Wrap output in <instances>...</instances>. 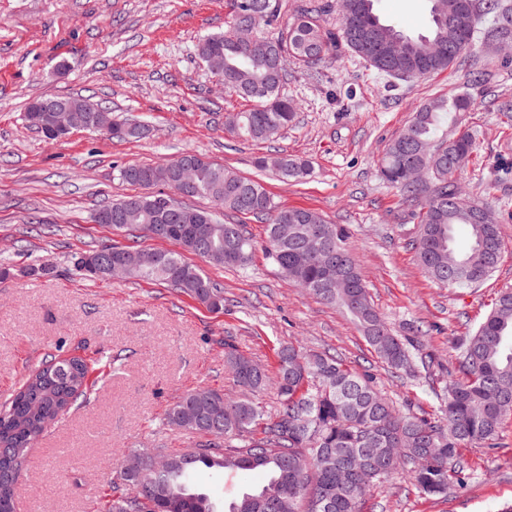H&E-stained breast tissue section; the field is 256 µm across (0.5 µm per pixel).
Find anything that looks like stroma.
Masks as SVG:
<instances>
[{
    "label": "stroma",
    "instance_id": "35a3bbf8",
    "mask_svg": "<svg viewBox=\"0 0 512 512\" xmlns=\"http://www.w3.org/2000/svg\"><path fill=\"white\" fill-rule=\"evenodd\" d=\"M381 20L416 36L429 29V0H377ZM231 0H0V383L17 389L45 355L78 356L95 370L69 412L30 449L21 469L18 505L39 500L44 512H98L132 453L156 456L195 447L197 434L165 425L166 410L187 391L237 393L224 365V344L267 368L291 344L325 353L373 377L405 414L441 418L448 385L463 363L457 344L484 320L501 291L512 289V52L476 53L492 70L485 87L468 88V66L415 82L380 76L361 59L329 57L313 68L289 64L280 92L297 117L273 144L224 130V116L247 109L216 83L197 45L222 31ZM470 89L476 99L459 123L474 141L461 187L497 214L503 249L493 275L474 288L434 281L415 250L424 198L411 199L381 176L389 142L428 99ZM48 95L90 96L114 119L147 125L140 141H116L83 129L51 140L23 115ZM309 160L303 181L259 170L268 149ZM191 150L263 184L280 207L308 208L346 228L371 300L402 336L421 333L433 371L409 377L388 371L357 325L285 279L267 258L263 220L225 213L256 244L247 268L191 256L224 290L213 311L168 284L89 280L73 253L131 244L124 231L94 222L112 200L134 193L122 182L127 163H159ZM471 477L447 493H419L399 468L371 486L359 512H506L512 508V421L499 435L461 451ZM259 471H203L193 484L217 503L261 486Z\"/></svg>",
    "mask_w": 512,
    "mask_h": 512
}]
</instances>
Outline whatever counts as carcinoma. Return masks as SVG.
<instances>
[{
	"label": "carcinoma",
	"instance_id": "obj_1",
	"mask_svg": "<svg viewBox=\"0 0 512 512\" xmlns=\"http://www.w3.org/2000/svg\"><path fill=\"white\" fill-rule=\"evenodd\" d=\"M376 0H336L308 3L286 10L281 0H232L231 21L222 33L205 36L197 52L203 62L217 55L223 63V82L250 108L225 115L224 130L245 141L265 143L295 120L296 106L280 95L286 75L284 62L316 66L330 55L348 53L366 61L381 75L424 79L447 70L477 48L475 28L448 26V15L472 13L489 25L482 40H512V7L502 0H429L430 29L410 36L380 20ZM337 10L341 24L330 29L323 15ZM264 18L270 33H257L250 45L234 31ZM101 107L81 96H45L31 102L25 120L38 106ZM474 98L464 92L426 101L410 123L388 144L380 160L382 176L401 191L427 194L419 215L416 243L421 265L437 282L451 288L470 287L495 271L502 250L501 231L491 209L463 196L459 175L474 142L467 132L442 139L435 153L427 142L438 137L440 121L451 112H468ZM123 128L111 139L126 141L146 136L147 127L117 121ZM180 158L196 163L195 181L185 193L204 198L218 209L268 218L263 248L282 275L317 298L338 303L357 320L363 336L394 372L412 374L427 368L431 355L410 336L394 334L375 310L354 259L344 246L345 230L335 224L306 223L307 209H280L265 187L192 151ZM420 165L427 181L409 183L403 177L408 163ZM175 160L158 164L130 163L119 170L132 186L172 187ZM257 167L285 179L304 180L309 161L274 152L256 159ZM112 214V229L156 233L180 250L156 251V264L144 269L136 245L111 246L81 252L74 267L81 275L105 278L101 267L124 266L128 277L162 281L213 311L224 308V293L184 253L211 258L226 267H244L255 244L242 224H224L215 214L165 194L125 196L97 212ZM464 226L469 246H453L454 230ZM464 377L448 386L444 418L400 413L374 386L372 376L349 370L332 356L305 354L293 346L275 351L278 407L265 415L255 393L267 387V369L224 343V361L241 395L234 401L224 393L200 388L185 394L165 413L166 424L205 438L196 448L171 455V466L144 476L121 473L125 492L112 486L106 512H358L366 485L387 477L399 465L410 467L412 486L424 494H440L451 480L465 479V466L451 471L448 457L458 448L480 444L498 435L512 418V290L501 292L474 333L460 341ZM89 366L80 357L48 355L23 384L0 405V467L15 468L52 424L87 390ZM237 444H232V441ZM261 470L267 481L243 493L219 510L217 503L185 484L190 472Z\"/></svg>",
	"mask_w": 512,
	"mask_h": 512
}]
</instances>
